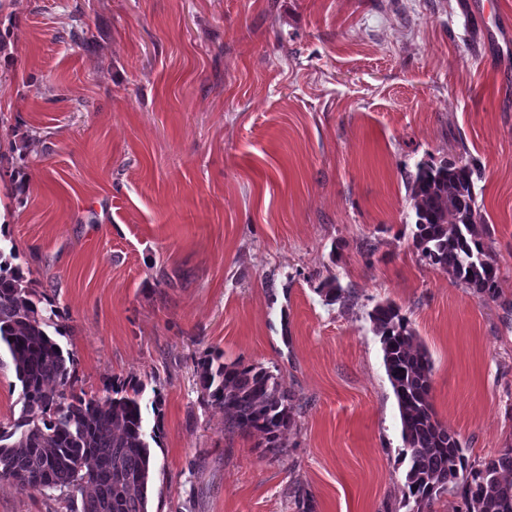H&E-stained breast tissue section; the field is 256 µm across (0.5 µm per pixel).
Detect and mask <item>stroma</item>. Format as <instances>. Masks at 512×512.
Returning a JSON list of instances; mask_svg holds the SVG:
<instances>
[{
    "mask_svg": "<svg viewBox=\"0 0 512 512\" xmlns=\"http://www.w3.org/2000/svg\"><path fill=\"white\" fill-rule=\"evenodd\" d=\"M474 2L0 0V228L64 314L76 389L134 376L144 400L161 392L150 512H297V485L315 512H409L369 319L388 299L470 460L512 446V0H487L493 28ZM449 156L482 167L494 301L412 244L404 174ZM331 275L349 301L319 293ZM207 351L300 398L279 453L203 402ZM0 512L82 498L0 482Z\"/></svg>",
    "mask_w": 512,
    "mask_h": 512,
    "instance_id": "35a3bbf8",
    "label": "stroma"
}]
</instances>
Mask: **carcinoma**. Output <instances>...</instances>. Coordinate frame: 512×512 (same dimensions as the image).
<instances>
[{"mask_svg": "<svg viewBox=\"0 0 512 512\" xmlns=\"http://www.w3.org/2000/svg\"><path fill=\"white\" fill-rule=\"evenodd\" d=\"M473 161L420 163L407 173L414 210L412 243L420 259L449 273L480 298L501 292L499 267L488 242L491 233L476 204ZM16 246L0 243V351L13 363L22 403L20 416L0 425V482L20 491L76 488L83 512H149L152 484L150 442L159 438L163 397L155 393L156 416L148 427L143 383L130 377L106 384L98 398L74 388V358L49 334H62L60 310L38 292L17 263ZM319 291L330 302L348 300L331 276ZM380 336L383 363L397 398L404 458L403 488L409 512H433L446 492L459 497L464 512H512V446L478 463L460 440L436 419L431 403L433 364L428 350L400 306L379 303L369 314ZM204 401L224 409L225 426L262 436L264 447H284L299 399L278 375L261 364L225 363L208 354L196 363Z\"/></svg>", "mask_w": 512, "mask_h": 512, "instance_id": "carcinoma-1", "label": "carcinoma"}]
</instances>
